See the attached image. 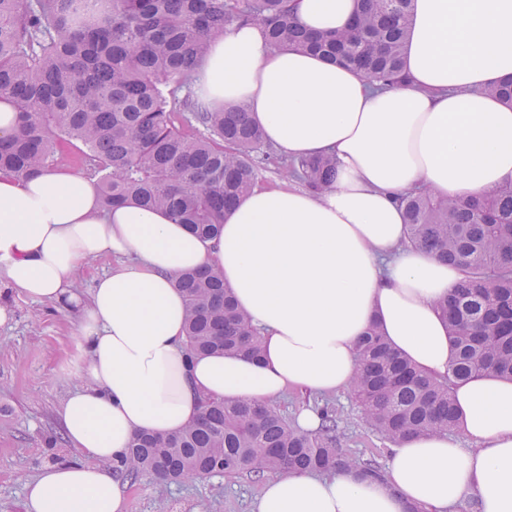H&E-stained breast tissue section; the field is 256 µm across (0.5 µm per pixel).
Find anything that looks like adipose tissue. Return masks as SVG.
Instances as JSON below:
<instances>
[{
    "label": "adipose tissue",
    "instance_id": "obj_1",
    "mask_svg": "<svg viewBox=\"0 0 512 512\" xmlns=\"http://www.w3.org/2000/svg\"><path fill=\"white\" fill-rule=\"evenodd\" d=\"M311 31L347 28L357 0H290ZM403 83L369 86L359 72L295 50H271L262 26L229 27L198 73L204 101L248 105L288 156L334 158L319 193L256 186L203 238L161 210L103 209L94 180L61 168L0 173V282L32 301L77 305L88 384L60 420L84 459L45 468L26 512H128L114 465L135 433L180 432L205 399L271 405L288 388L349 389L370 325L426 374L447 375L448 322L438 307L464 277L406 241L402 195L420 187L471 199L512 184V105L486 94L512 75V0H414ZM121 257L72 290L82 263ZM224 276L262 338L250 357L187 358L185 270ZM460 437L402 440L383 479L282 472L256 512H512V381L457 385ZM468 447H460V439Z\"/></svg>",
    "mask_w": 512,
    "mask_h": 512
}]
</instances>
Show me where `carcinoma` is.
I'll use <instances>...</instances> for the list:
<instances>
[{
  "label": "carcinoma",
  "instance_id": "carcinoma-1",
  "mask_svg": "<svg viewBox=\"0 0 512 512\" xmlns=\"http://www.w3.org/2000/svg\"><path fill=\"white\" fill-rule=\"evenodd\" d=\"M357 2L350 28L311 34L289 0H0V100L19 115L17 133L0 142V170L25 178L76 145L103 207L165 210L204 237L222 231L224 213L261 168H283L322 191L335 174L332 159L276 154L247 106L224 110L198 97L197 68L224 30L257 23L274 50L320 53L381 87L401 83L412 0ZM487 92L512 104V78ZM401 206L409 243L466 277L440 302L452 345L448 377L416 370L375 327L361 339L351 393L363 423L392 443L452 432L455 384L512 378V185L468 200L419 190ZM175 284L187 308L188 353L260 352L257 330L219 273L186 271ZM319 417L309 432L273 406L209 400L176 435H135L117 466L132 480L284 470L380 476L375 459L342 450L335 413L323 408Z\"/></svg>",
  "mask_w": 512,
  "mask_h": 512
}]
</instances>
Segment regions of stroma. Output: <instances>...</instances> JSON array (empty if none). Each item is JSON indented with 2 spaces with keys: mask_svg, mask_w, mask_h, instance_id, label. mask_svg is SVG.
I'll use <instances>...</instances> for the list:
<instances>
[{
  "mask_svg": "<svg viewBox=\"0 0 512 512\" xmlns=\"http://www.w3.org/2000/svg\"><path fill=\"white\" fill-rule=\"evenodd\" d=\"M0 512H25V486L48 466L82 461L65 437L59 412L68 395L83 386L74 370L78 337L74 316L63 305L31 301L0 285ZM326 403L340 417L344 449L376 457L387 467L393 443L366 428L350 391L329 396L296 389L280 399L289 421L301 410ZM264 477L211 474L162 482L151 476L127 483L129 512H252Z\"/></svg>",
  "mask_w": 512,
  "mask_h": 512,
  "instance_id": "35a3bbf8",
  "label": "stroma"
}]
</instances>
